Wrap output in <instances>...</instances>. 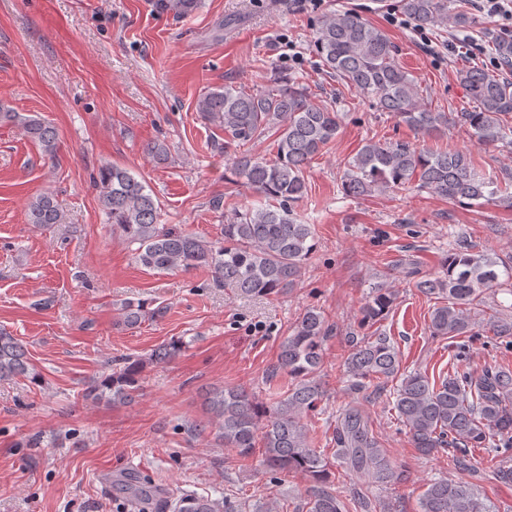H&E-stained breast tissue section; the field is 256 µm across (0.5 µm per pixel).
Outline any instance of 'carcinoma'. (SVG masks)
<instances>
[{"label": "carcinoma", "instance_id": "cac0c4a2", "mask_svg": "<svg viewBox=\"0 0 512 512\" xmlns=\"http://www.w3.org/2000/svg\"><path fill=\"white\" fill-rule=\"evenodd\" d=\"M402 10L422 26L459 27L471 24L463 13L448 14V0H401ZM496 57L512 66V36L493 42ZM312 49L326 71L358 90L381 112L423 137L436 136L453 122L478 146L502 144L512 148V126L502 117L512 113V80L494 70L471 66L459 72L460 81L475 103L468 112L448 116L432 108L398 61L389 36L352 11H331L322 16ZM196 111L210 124L224 128L229 141L239 145L277 135L276 154L267 160L242 153L234 159V173L257 195L256 203L222 227L219 242L203 240L176 224L159 223V206L145 185L127 169L106 164L96 186L99 202L112 226L137 245L136 259L159 273L174 269L208 268L217 287L231 288L246 297H271L294 286L305 262L316 248L314 227L298 219L293 205L307 194L304 178L313 158L336 138L338 112L311 102L298 81L277 76L262 90L226 84L199 95ZM22 127L42 154L56 159L58 132L31 113H20L0 103V120ZM146 154L161 164L169 159L163 141L146 145ZM450 202L469 207L493 204L512 211V171L502 179L478 172L470 153L418 146L410 141L365 142L347 164L344 192L355 198L404 189L410 184ZM27 223L48 227L66 223V214L50 193L28 203ZM503 285L512 288V257L479 254L461 242L448 250L439 271L416 282L426 295L443 304L434 308L429 331L433 336L474 338L484 325L498 338H512V315L496 313L487 322L483 313L485 291ZM387 288L373 290L361 309V324L381 321L394 303ZM125 325L145 317L159 319L165 307H151L143 299L121 305ZM333 333L325 313L307 308L279 346L277 369L288 375V389L270 407L239 386L216 389L207 407L218 427V440L241 458L253 455L262 443V462L277 474L301 473L312 485L300 508L306 512H346L348 505L333 489V467L367 478L377 485L400 479L386 448L374 432L359 402L348 401L336 410L333 440L327 454L308 440L303 414L314 410L325 390L315 375L323 358V344ZM182 343L172 341L153 349L148 360L127 361L111 375L91 381L85 397L114 405L130 404L140 390L139 375L146 363L176 358ZM346 390L362 391L378 379L397 381L394 409L408 430L409 441L421 454L439 449L456 451L452 461L468 468V449L481 448L505 458L496 471L498 480L512 484V371L487 366L478 374L453 375L438 382L420 372L401 371L399 351L386 336H371L352 343L345 360ZM36 377L27 347L0 330V381ZM178 512H234L230 504L202 496H186ZM420 512H489L471 483L431 481L420 498Z\"/></svg>", "mask_w": 512, "mask_h": 512}]
</instances>
